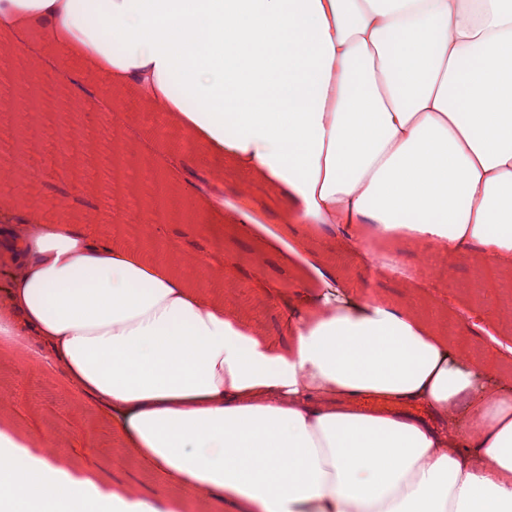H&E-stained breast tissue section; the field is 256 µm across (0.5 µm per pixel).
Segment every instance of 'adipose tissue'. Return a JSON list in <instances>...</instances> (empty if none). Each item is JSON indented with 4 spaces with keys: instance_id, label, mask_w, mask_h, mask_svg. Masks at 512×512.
Here are the masks:
<instances>
[{
    "instance_id": "obj_1",
    "label": "adipose tissue",
    "mask_w": 512,
    "mask_h": 512,
    "mask_svg": "<svg viewBox=\"0 0 512 512\" xmlns=\"http://www.w3.org/2000/svg\"><path fill=\"white\" fill-rule=\"evenodd\" d=\"M35 29L79 62L74 92L93 76L126 109L162 106L272 188L282 234L344 235L375 268L388 242L423 269L434 252L512 263V0H0L1 38ZM170 246L153 260L69 220L8 225L0 342L225 512H512L511 370L330 266L274 340L200 283L218 255ZM0 512L175 505L98 488L5 423Z\"/></svg>"
}]
</instances>
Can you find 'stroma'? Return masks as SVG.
<instances>
[{
    "label": "stroma",
    "mask_w": 512,
    "mask_h": 512,
    "mask_svg": "<svg viewBox=\"0 0 512 512\" xmlns=\"http://www.w3.org/2000/svg\"><path fill=\"white\" fill-rule=\"evenodd\" d=\"M53 50L49 35L33 30L18 37L14 54H0V65H9L18 56H40L42 65L31 73V81L39 86H57L71 76L72 70L61 66ZM1 99L11 101L14 109L13 114L0 115V168H7L26 159L29 145L15 121L16 113L23 110L20 98L12 89L0 87ZM52 100L41 132L44 165L33 182L31 197L20 200L14 183H0V201L15 203L17 214H24L34 204L55 219L78 221L83 214L92 213L96 221L87 225V232L112 236L116 224L133 221L144 203L143 196L119 197L107 189L103 171L109 163L108 145L114 137L135 144L138 155H149L155 166L168 152L192 159L202 151L195 140L179 141L174 134L163 133L154 107L122 113L121 123L115 125L94 100L80 101L60 92L54 93ZM74 111L80 114L74 134L83 138L84 159L91 167V178L83 184L65 178L53 158L58 127L63 117ZM244 185L251 188L257 221L242 231L226 223L225 218L234 213L239 202L237 189ZM279 208L280 202L272 192L253 184L248 174L228 167L224 170V197L209 223L196 227L163 224L156 236L164 239L184 233L206 248L221 247L225 276L220 287L232 290L240 309L255 315L257 323L278 340L288 338L283 293L292 292L305 282L318 283L316 267L330 264L347 288L363 298L425 309L437 323L451 319L458 322L459 327L449 340L453 348L475 351L490 363H512V267L498 269L495 288L477 294L472 286L480 266L478 259L468 254L452 255L443 285L435 291L419 271L411 249L402 243L388 245L389 265L381 270L365 265L354 250L340 242L315 240L308 250L293 253L286 243L270 234ZM257 263L262 264L267 280L282 287V294L259 295L250 276L251 266ZM477 306L493 316L478 337L470 333L464 321ZM0 386L8 390L9 417L42 444L44 454L78 462L107 483L133 485L149 497L186 501L187 512H224L223 502L197 496L190 486L167 482L151 472L132 449L113 439L107 422L82 402L60 373L36 368L21 358L0 361Z\"/></svg>",
    "instance_id": "35a3bbf8"
}]
</instances>
